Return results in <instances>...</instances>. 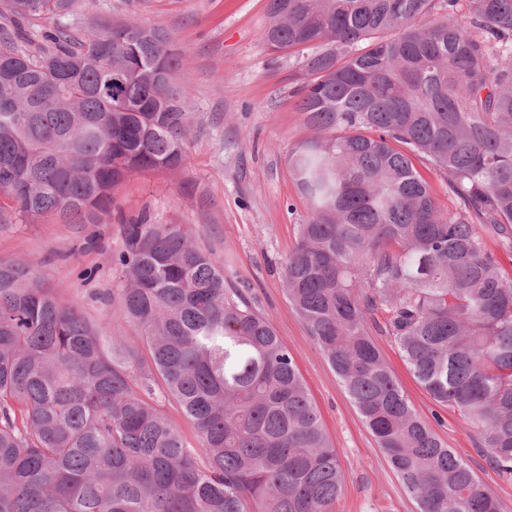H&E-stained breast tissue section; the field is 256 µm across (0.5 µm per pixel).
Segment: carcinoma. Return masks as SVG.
<instances>
[{
  "instance_id": "cac0c4a2",
  "label": "carcinoma",
  "mask_w": 512,
  "mask_h": 512,
  "mask_svg": "<svg viewBox=\"0 0 512 512\" xmlns=\"http://www.w3.org/2000/svg\"><path fill=\"white\" fill-rule=\"evenodd\" d=\"M269 0L272 53L313 49L288 168L307 216L288 302L419 512H501L413 410L374 335L512 479V0ZM72 0H0V193L18 218L97 224L133 173L186 163L192 117L169 35L88 40L25 23ZM104 66L123 96L99 93ZM444 174V209L416 167ZM112 267L136 335L108 338L32 266L0 262V512H332L345 475L248 283L182 224H120ZM176 402L184 439L156 407Z\"/></svg>"
}]
</instances>
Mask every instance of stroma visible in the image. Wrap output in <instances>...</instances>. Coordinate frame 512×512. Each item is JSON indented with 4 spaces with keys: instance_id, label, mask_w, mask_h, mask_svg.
<instances>
[{
    "instance_id": "obj_1",
    "label": "stroma",
    "mask_w": 512,
    "mask_h": 512,
    "mask_svg": "<svg viewBox=\"0 0 512 512\" xmlns=\"http://www.w3.org/2000/svg\"><path fill=\"white\" fill-rule=\"evenodd\" d=\"M129 18L166 31L182 54L172 84L188 93L196 114L183 170L129 177L97 224L56 217L2 222L0 261L28 262L104 335L130 336L134 330L117 307L90 299L116 279L111 255L121 243L119 217L145 210L154 223L187 225L195 242L212 245L250 282L258 309L293 355L345 474L334 512H418L283 285L297 226L306 217L288 173L290 152L309 134L297 110L303 51L267 50L268 0H75L65 22L88 39ZM94 236L97 246L86 247ZM85 269L96 272L91 282L79 278ZM377 343L421 419L470 465L502 512H512V480L498 474L473 430L430 398L393 343L383 336Z\"/></svg>"
}]
</instances>
